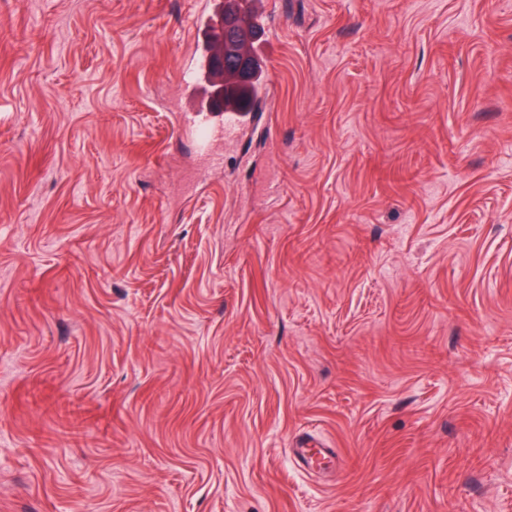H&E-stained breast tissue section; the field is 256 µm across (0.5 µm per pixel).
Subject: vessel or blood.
<instances>
[{
	"instance_id": "vessel-or-blood-1",
	"label": "vessel or blood",
	"mask_w": 512,
	"mask_h": 512,
	"mask_svg": "<svg viewBox=\"0 0 512 512\" xmlns=\"http://www.w3.org/2000/svg\"><path fill=\"white\" fill-rule=\"evenodd\" d=\"M238 10L248 22L247 33L257 62H264L273 44L272 30L265 0H240ZM224 28V4L211 0L205 10L192 18V81L186 87L181 111L189 131L210 166H222L224 158L212 150L217 140H231L241 129L242 114L254 111L261 94L252 93L250 86L228 85L212 70L213 39ZM294 455L299 466L325 472L336 458L332 448H298Z\"/></svg>"
}]
</instances>
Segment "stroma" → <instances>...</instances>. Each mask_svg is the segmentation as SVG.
Returning <instances> with one entry per match:
<instances>
[{"label": "stroma", "mask_w": 512, "mask_h": 512, "mask_svg": "<svg viewBox=\"0 0 512 512\" xmlns=\"http://www.w3.org/2000/svg\"><path fill=\"white\" fill-rule=\"evenodd\" d=\"M267 2L209 172L205 0H0V512H512V0ZM237 6L240 15L248 22L247 33L252 46L251 59L248 50H245L239 59L230 52L226 54L223 51L215 60V64L217 67L224 66V79L219 78L212 70L214 37L220 36L224 28L225 38L230 40V31L233 29L230 23L224 27V3L210 2L205 10L195 13L192 18V66L185 70L190 71L193 78L186 86L180 112L187 119L184 130L191 133L198 149L213 167H223L224 158L213 152L212 143L215 140L228 141L236 138L241 129L240 115L253 112L263 99L266 83L259 93H251V88L257 86L255 59L265 71L263 62L273 48L270 37L272 27L266 2L239 1ZM227 13L234 16L230 4L227 6ZM234 26L237 29L236 37L231 42L248 44L236 17ZM248 59V70L240 71L238 60L239 67L243 68ZM250 79L251 82L245 85L244 82ZM229 81L242 84L225 86L224 82L226 84ZM293 452L299 466L317 473L327 472L337 456L332 448H295Z\"/></svg>", "instance_id": "35a3bbf8"}]
</instances>
